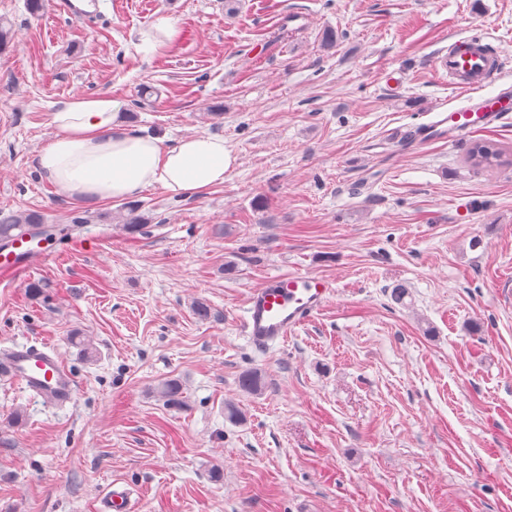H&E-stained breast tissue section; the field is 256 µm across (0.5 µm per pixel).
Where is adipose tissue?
Listing matches in <instances>:
<instances>
[{
    "label": "adipose tissue",
    "instance_id": "ef3b65f1",
    "mask_svg": "<svg viewBox=\"0 0 512 512\" xmlns=\"http://www.w3.org/2000/svg\"><path fill=\"white\" fill-rule=\"evenodd\" d=\"M108 96H73L50 116L52 138L38 151L40 178L69 198L89 204L136 197L152 187L172 195L223 185L232 158L224 139L189 135L173 143L131 132Z\"/></svg>",
    "mask_w": 512,
    "mask_h": 512
}]
</instances>
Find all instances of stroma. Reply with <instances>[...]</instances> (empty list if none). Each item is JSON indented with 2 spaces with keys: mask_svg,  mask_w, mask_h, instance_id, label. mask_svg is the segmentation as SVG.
I'll use <instances>...</instances> for the list:
<instances>
[{
  "mask_svg": "<svg viewBox=\"0 0 512 512\" xmlns=\"http://www.w3.org/2000/svg\"><path fill=\"white\" fill-rule=\"evenodd\" d=\"M46 3L0 0V211L87 222L0 280V350L51 344L76 396L0 379V512H96L116 481L138 512H512V119L473 135L490 170L394 140L462 103L431 66L449 37L496 36L512 83V0H106L97 23ZM162 17L181 35L144 55ZM99 94L134 133L222 136L223 185L147 189L133 237L122 203L63 197L34 157L58 102ZM290 272L335 295L253 349L246 296ZM481 149L489 150V155L481 157ZM476 152H478L477 156ZM500 155L501 153L495 147V145L488 141L476 142L469 151V159L471 163L477 168H491L497 165Z\"/></svg>",
  "mask_w": 512,
  "mask_h": 512,
  "instance_id": "obj_1",
  "label": "stroma"
}]
</instances>
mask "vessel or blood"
Instances as JSON below:
<instances>
[{"mask_svg": "<svg viewBox=\"0 0 512 512\" xmlns=\"http://www.w3.org/2000/svg\"><path fill=\"white\" fill-rule=\"evenodd\" d=\"M502 55L485 37L470 36L453 41L448 51L436 57L434 68L446 74L449 85L463 92V103L453 109H436L414 132L398 131V140H413L421 146L435 139L449 143L462 141L478 129L506 120L512 112V83L504 82ZM499 83L496 95L483 88ZM52 250L32 249L27 238H17L12 251L0 254V275L18 276L35 263L53 258ZM326 279L312 273L279 274L261 287L252 289L244 308L243 327L250 343L259 350L285 342L300 325L319 312L334 295ZM0 378L14 382L53 405L71 403L75 380L59 353L52 347L26 343L0 356ZM100 512H134L131 490L113 483L101 501Z\"/></svg>", "mask_w": 512, "mask_h": 512, "instance_id": "obj_1", "label": "vessel or blood"}]
</instances>
